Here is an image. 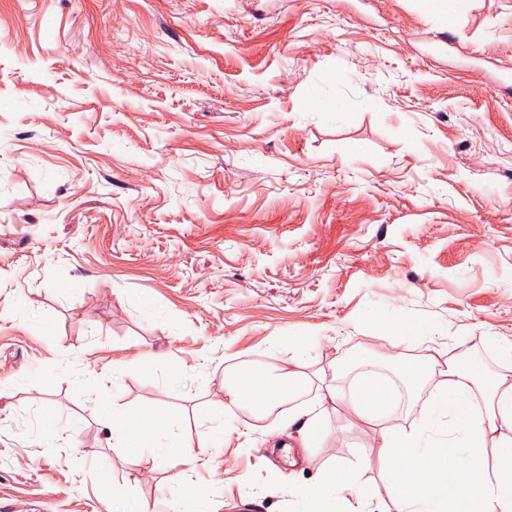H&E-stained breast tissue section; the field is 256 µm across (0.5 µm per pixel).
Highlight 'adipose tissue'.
Masks as SVG:
<instances>
[{"instance_id": "adipose-tissue-1", "label": "adipose tissue", "mask_w": 512, "mask_h": 512, "mask_svg": "<svg viewBox=\"0 0 512 512\" xmlns=\"http://www.w3.org/2000/svg\"><path fill=\"white\" fill-rule=\"evenodd\" d=\"M400 375L409 383L443 377L411 429L382 428L374 446L382 462L398 512H512V377L499 375L483 383L484 410L472 402L469 380L476 369L467 361L428 356L418 362L395 354ZM360 367L349 400L332 386L321 387L318 412H305L299 429L305 448L328 440L322 408L346 404L361 418L384 417L395 403L394 391L380 375L367 369L368 359L357 355ZM311 382L300 371L281 374L268 382L241 375L224 385L225 408L247 406L266 412ZM118 438H133L136 447L155 444L158 423L135 412L113 413ZM302 495L323 512H369L359 470H326L304 487Z\"/></svg>"}]
</instances>
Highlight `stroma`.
Here are the masks:
<instances>
[{"label": "stroma", "instance_id": "35a3bbf8", "mask_svg": "<svg viewBox=\"0 0 512 512\" xmlns=\"http://www.w3.org/2000/svg\"><path fill=\"white\" fill-rule=\"evenodd\" d=\"M509 71L512 0H0V512H312L333 463L391 512L373 439L435 381L320 448L282 432L316 386L228 413L224 382L512 376L480 342L512 341ZM114 409L224 445L177 463ZM112 426L119 439L131 437L138 448H150L155 446V437L159 427L155 420L140 413L122 412L112 410Z\"/></svg>", "mask_w": 512, "mask_h": 512}]
</instances>
